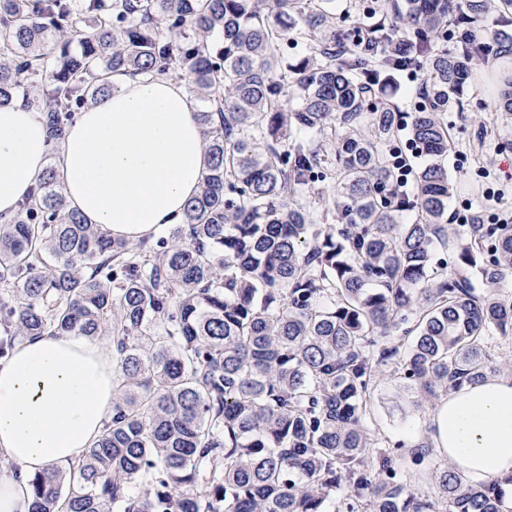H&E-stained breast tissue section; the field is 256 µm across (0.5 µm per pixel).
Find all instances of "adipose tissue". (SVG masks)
Segmentation results:
<instances>
[{
  "label": "adipose tissue",
  "instance_id": "1",
  "mask_svg": "<svg viewBox=\"0 0 512 512\" xmlns=\"http://www.w3.org/2000/svg\"><path fill=\"white\" fill-rule=\"evenodd\" d=\"M115 91L76 113L50 142L41 113L0 107V216L13 217L54 164L66 203L87 223L138 243L182 223L209 169L198 102L187 83L158 75L113 78ZM111 347L45 335L0 359V512H27L31 480L68 471L112 415ZM434 451L480 483L512 474V376L463 384L426 424Z\"/></svg>",
  "mask_w": 512,
  "mask_h": 512
}]
</instances>
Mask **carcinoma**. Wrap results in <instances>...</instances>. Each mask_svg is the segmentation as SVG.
<instances>
[{"instance_id": "carcinoma-1", "label": "carcinoma", "mask_w": 512, "mask_h": 512, "mask_svg": "<svg viewBox=\"0 0 512 512\" xmlns=\"http://www.w3.org/2000/svg\"><path fill=\"white\" fill-rule=\"evenodd\" d=\"M350 8L370 23L341 28L336 0H0V106L22 97L57 141L111 74L183 77L210 159L154 241L66 209L51 166L0 224V358L59 334L110 336L115 359L112 419L70 472L32 479L29 512H436L406 459L449 512H512L511 476L474 484L429 437L405 452L369 426L382 381L419 410L512 337V224L448 223L444 164L448 106L512 36L436 48L512 0ZM418 58L428 95L405 117L393 86ZM494 111L512 116V68Z\"/></svg>"}]
</instances>
